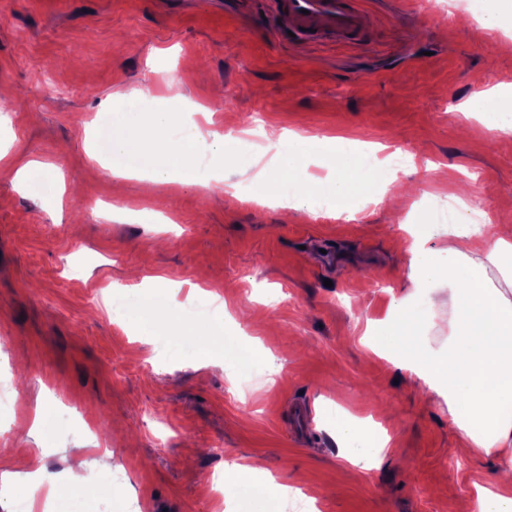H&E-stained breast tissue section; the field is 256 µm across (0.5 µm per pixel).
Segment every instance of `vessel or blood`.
<instances>
[{"instance_id": "b4317fda", "label": "vessel or blood", "mask_w": 512, "mask_h": 512, "mask_svg": "<svg viewBox=\"0 0 512 512\" xmlns=\"http://www.w3.org/2000/svg\"><path fill=\"white\" fill-rule=\"evenodd\" d=\"M275 15L288 20L296 40L332 37L348 43L366 42L369 30L361 0H267Z\"/></svg>"}]
</instances>
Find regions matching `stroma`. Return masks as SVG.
<instances>
[{"mask_svg":"<svg viewBox=\"0 0 512 512\" xmlns=\"http://www.w3.org/2000/svg\"><path fill=\"white\" fill-rule=\"evenodd\" d=\"M447 2L364 0L371 35L356 46L279 43L277 16L241 0H0V146L15 166L63 175L56 200L0 177V385L14 396L0 408V446L34 447L45 404L94 427H56L47 467L63 472L96 445L118 477L111 497L38 500L32 512H234L211 478L250 458L300 489L280 512H448L452 501L471 512V478L492 460L460 454L442 400L362 342L404 282V225H424L438 247L440 212L462 200L468 223L491 210L512 226V131L467 138L457 109L480 110L476 92L512 86V54L476 7ZM145 83V107L205 105L223 134L260 112L270 137L406 150L396 181L416 191L380 205L358 196L352 219L241 204L224 185L255 178L254 166L226 168L205 189L130 179L113 194L88 157L89 126ZM157 278L180 306L207 289L213 322L242 338L249 364L217 343L211 365L192 351L164 365L166 342L134 335L109 293ZM337 404L388 433L379 468L340 456L326 425ZM303 405L312 415L298 431Z\"/></svg>","mask_w":512,"mask_h":512,"instance_id":"35a3bbf8","label":"stroma"}]
</instances>
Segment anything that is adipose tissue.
<instances>
[{"instance_id": "1", "label": "adipose tissue", "mask_w": 512, "mask_h": 512, "mask_svg": "<svg viewBox=\"0 0 512 512\" xmlns=\"http://www.w3.org/2000/svg\"><path fill=\"white\" fill-rule=\"evenodd\" d=\"M150 95L149 87L134 89L124 95L121 108L98 118L91 159L116 180L199 185L196 143L173 136L174 113L136 108V101ZM479 98L484 112L476 118L478 131H511L512 93L483 91ZM277 141L274 171L261 177L259 185L266 195L288 197L292 207L307 206L313 187L292 173L321 150L334 148L336 141L296 131L279 135ZM408 233V286L392 296L387 318L368 326L371 347L443 400L461 434L462 454L495 459V468L478 473L472 482L470 498L477 512H512V228L478 233L452 224L434 249L425 247L419 226H409ZM124 296L133 305L128 325L140 336L169 337L172 358H180L187 336H195L201 347L214 334L211 324L173 314L167 289H156L144 299L129 287ZM444 311L449 314L448 341L435 347L423 336L422 325ZM37 424L35 447L5 449V456L16 464L0 471V489L18 498L35 487L46 488L51 498L62 490L76 502L92 493L111 495L106 480L109 455L95 456L90 465H77L58 476L43 463L45 449L55 442L49 407H41ZM332 430L342 457L355 466H377L390 441L367 419L341 408L332 417Z\"/></svg>"}]
</instances>
